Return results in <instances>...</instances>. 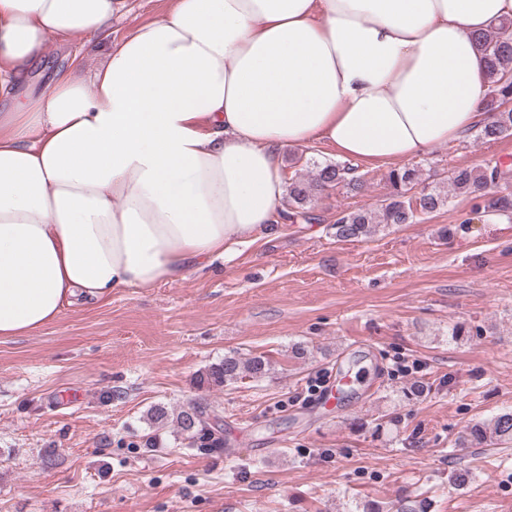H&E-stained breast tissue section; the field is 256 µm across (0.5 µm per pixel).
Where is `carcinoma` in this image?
Segmentation results:
<instances>
[{
	"label": "carcinoma",
	"instance_id": "cac0c4a2",
	"mask_svg": "<svg viewBox=\"0 0 512 512\" xmlns=\"http://www.w3.org/2000/svg\"><path fill=\"white\" fill-rule=\"evenodd\" d=\"M478 47L485 58L486 77L495 107L496 119L486 125L478 138L495 140L512 133V109L504 108L512 100V20H505L491 31L477 38ZM419 173L414 168L394 169L388 174L392 188L389 196L376 209H357L341 214L331 225L339 241H354L372 235L381 224H412L416 213L437 211L444 204V197L436 189L422 188L413 193ZM507 181L506 172L498 166L461 167L450 172L448 191L484 202L486 212L512 213V193L498 190L500 182ZM362 177L351 164L326 163L318 166L311 181L294 179L288 184V210L280 218L305 221L314 220L308 212L312 197L327 188L339 185L354 190L362 188ZM270 371V362L261 355L250 357L226 356L219 363L210 365L199 382L209 386H224L249 376L262 378ZM211 411L194 403L182 407L174 417L176 436L180 444L203 454L224 451L221 425L210 421ZM470 441H493L499 445L512 444V411L496 414L487 422H479L467 429Z\"/></svg>",
	"mask_w": 512,
	"mask_h": 512
}]
</instances>
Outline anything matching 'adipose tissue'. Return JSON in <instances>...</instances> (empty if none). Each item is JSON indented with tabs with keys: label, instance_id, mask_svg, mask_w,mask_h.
<instances>
[{
	"label": "adipose tissue",
	"instance_id": "adipose-tissue-1",
	"mask_svg": "<svg viewBox=\"0 0 512 512\" xmlns=\"http://www.w3.org/2000/svg\"><path fill=\"white\" fill-rule=\"evenodd\" d=\"M0 0V337L205 268L276 223L284 152L395 164L488 120L476 38L512 0ZM107 43L17 91L50 40ZM163 0H126V7L112 20V42L123 38L137 25L158 16L165 8Z\"/></svg>",
	"mask_w": 512,
	"mask_h": 512
}]
</instances>
